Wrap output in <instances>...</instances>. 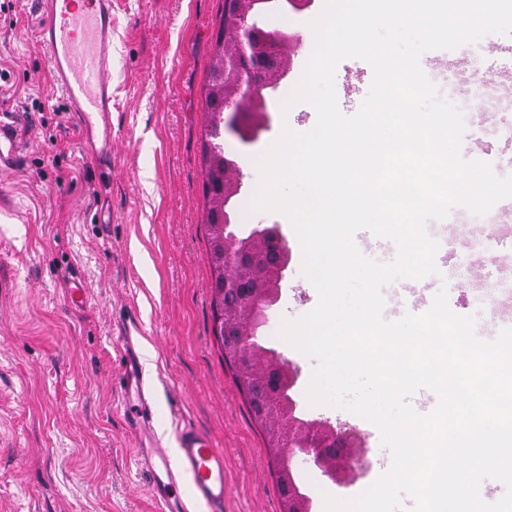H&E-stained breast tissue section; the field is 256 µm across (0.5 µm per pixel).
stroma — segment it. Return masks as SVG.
<instances>
[{"label": "stroma", "instance_id": "35a3bbf8", "mask_svg": "<svg viewBox=\"0 0 512 512\" xmlns=\"http://www.w3.org/2000/svg\"><path fill=\"white\" fill-rule=\"evenodd\" d=\"M224 0H112V175L100 178L82 151L72 112L44 64L39 17L26 0H0V100L12 112L18 140L14 167L0 176V512H157L140 445L120 407L118 379L131 344L154 392L153 427L175 443L177 421L209 434L224 450V512H282L277 472L262 428L253 419L214 333L209 235L203 222L202 112L212 45ZM306 11H271L270 32L299 35L291 68L271 94L265 127L249 144L225 135L239 162L242 231L277 225L290 250L280 296L262 329L266 344L299 371V414L356 432L370 472L345 489L325 481L303 458L293 469L324 512V497L361 494L392 464L375 426L306 397L315 358L278 335L318 303L303 274L302 252L286 216L251 207L257 161L283 127L304 133L316 123L305 102L281 104L302 76L314 46ZM512 35L488 34L458 48L464 65L449 71L453 52H425L420 64L435 85L451 73L457 85L472 67L498 58ZM373 70L348 58L335 71L337 104L354 115ZM65 183H58V176ZM112 221L98 223L101 212ZM428 279L429 295L446 291L450 310L478 316L444 260ZM81 283L86 307H70L66 290Z\"/></svg>", "mask_w": 512, "mask_h": 512}]
</instances>
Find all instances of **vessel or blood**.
Wrapping results in <instances>:
<instances>
[{
    "instance_id": "obj_1",
    "label": "vessel or blood",
    "mask_w": 512,
    "mask_h": 512,
    "mask_svg": "<svg viewBox=\"0 0 512 512\" xmlns=\"http://www.w3.org/2000/svg\"><path fill=\"white\" fill-rule=\"evenodd\" d=\"M39 40L57 88L75 112L84 149L101 169L112 164V0H40ZM16 131L0 119V172L12 165ZM121 406L132 425L149 434L138 462L149 475L159 512H223L224 451L189 424L176 428L177 451L169 453L153 432L152 400L143 370L127 358L121 377ZM189 495H182V485Z\"/></svg>"
}]
</instances>
